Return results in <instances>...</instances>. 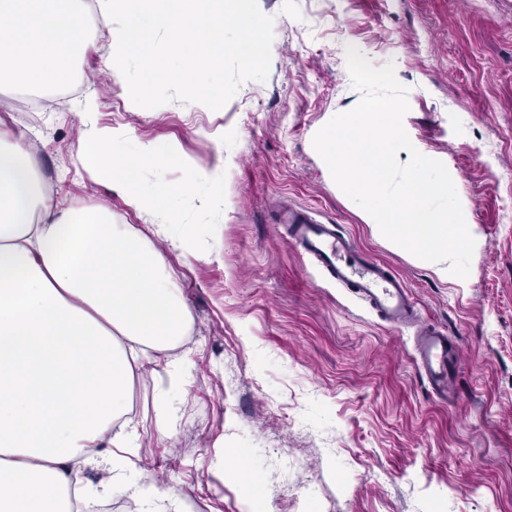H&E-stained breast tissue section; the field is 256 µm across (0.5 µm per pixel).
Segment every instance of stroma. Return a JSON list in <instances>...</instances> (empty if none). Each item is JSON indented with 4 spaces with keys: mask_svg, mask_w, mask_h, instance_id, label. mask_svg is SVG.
<instances>
[{
    "mask_svg": "<svg viewBox=\"0 0 512 512\" xmlns=\"http://www.w3.org/2000/svg\"><path fill=\"white\" fill-rule=\"evenodd\" d=\"M258 5L274 19L270 71L224 108L135 105L126 82L105 74L110 33L94 18L73 63L78 92L12 111L55 200L107 207L149 237L153 227L84 166L87 95L92 121L119 133L117 152L150 142L179 154L142 169L144 186L179 187L188 162L223 172L210 207L195 195L170 201L194 229L193 255L155 238L193 323L176 350L188 392L171 399L169 436L155 429L163 364L130 385L140 483L175 491L192 512H512V0ZM350 46L374 66L394 63L411 142L458 175L476 240L467 279L443 280L379 242L314 149L362 97ZM284 205L311 208L404 278L421 324L460 347L452 398H435L420 376L416 327L382 321L288 242L272 222Z\"/></svg>",
    "mask_w": 512,
    "mask_h": 512,
    "instance_id": "1",
    "label": "stroma"
}]
</instances>
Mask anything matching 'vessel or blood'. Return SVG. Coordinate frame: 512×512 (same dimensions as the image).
<instances>
[{"mask_svg": "<svg viewBox=\"0 0 512 512\" xmlns=\"http://www.w3.org/2000/svg\"><path fill=\"white\" fill-rule=\"evenodd\" d=\"M287 239L330 281L349 288L387 323L400 327L416 322L418 312L404 279L369 258L334 225L318 223L307 210L287 207L277 215ZM417 363L432 394L448 398L454 390L453 365L460 348L434 328L421 330Z\"/></svg>", "mask_w": 512, "mask_h": 512, "instance_id": "vessel-or-blood-1", "label": "vessel or blood"}]
</instances>
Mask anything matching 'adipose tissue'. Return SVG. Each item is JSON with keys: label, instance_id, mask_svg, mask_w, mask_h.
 I'll return each instance as SVG.
<instances>
[{"label": "adipose tissue", "instance_id": "1", "mask_svg": "<svg viewBox=\"0 0 512 512\" xmlns=\"http://www.w3.org/2000/svg\"><path fill=\"white\" fill-rule=\"evenodd\" d=\"M86 46L79 0H0V82L28 94L60 85ZM114 131L83 121L86 168L158 234L177 225L166 198L201 189L216 174L190 170L179 188L143 186L134 171L170 155L142 143L129 158ZM191 326L167 257L104 207L49 205L22 132L0 117V512H73L83 469L108 471L112 487L152 505L158 488L130 477L136 433L119 426L129 386L148 353L166 363L156 429L169 435L172 391L186 388L175 349Z\"/></svg>", "mask_w": 512, "mask_h": 512}]
</instances>
